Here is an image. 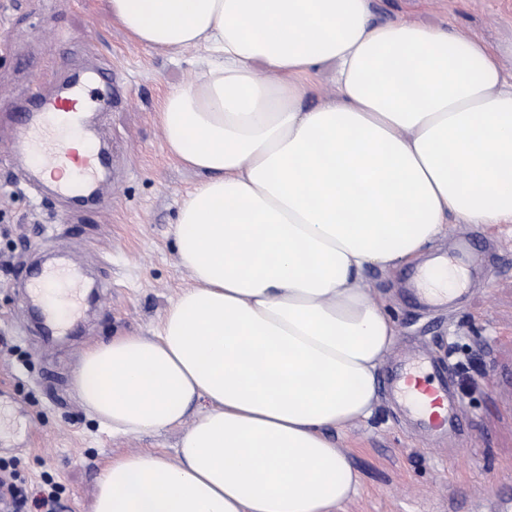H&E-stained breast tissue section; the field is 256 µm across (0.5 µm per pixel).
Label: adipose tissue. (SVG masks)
Returning a JSON list of instances; mask_svg holds the SVG:
<instances>
[{
    "mask_svg": "<svg viewBox=\"0 0 512 512\" xmlns=\"http://www.w3.org/2000/svg\"><path fill=\"white\" fill-rule=\"evenodd\" d=\"M143 46L204 47L160 107L205 174L175 235L196 281L156 335L89 346L73 374L114 432L186 430L110 461L92 512H331L358 476L329 433L369 416L395 340L367 268L448 230L512 223V81L485 43L374 22L369 0H110ZM336 66L338 99L305 107Z\"/></svg>",
    "mask_w": 512,
    "mask_h": 512,
    "instance_id": "adipose-tissue-1",
    "label": "adipose tissue"
}]
</instances>
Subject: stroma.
<instances>
[{
    "instance_id": "stroma-1",
    "label": "stroma",
    "mask_w": 512,
    "mask_h": 512,
    "mask_svg": "<svg viewBox=\"0 0 512 512\" xmlns=\"http://www.w3.org/2000/svg\"><path fill=\"white\" fill-rule=\"evenodd\" d=\"M370 9L377 23L407 20L480 39L512 77V0H370ZM202 55L144 48L113 19L109 0H0V337L8 340L0 345V460L29 484L45 475L61 484L62 512H92L108 460L174 455L184 432L111 433L84 408L72 378L94 342L153 335L193 284L174 226L182 198L205 175L169 157L158 112L170 89L194 80ZM64 61L125 75L119 98L74 131L108 159L97 201L84 204L38 184L19 156L16 109L32 85L56 91ZM463 235L482 256L469 290L445 307L405 294L423 259L453 254ZM423 259L368 269L364 284L395 323V347L427 346L445 367L466 415L461 449L437 447L379 397L340 439L359 489L333 512H494L512 501V224H456ZM53 260L81 263L96 297L79 293L66 325L49 336L28 276Z\"/></svg>"
}]
</instances>
